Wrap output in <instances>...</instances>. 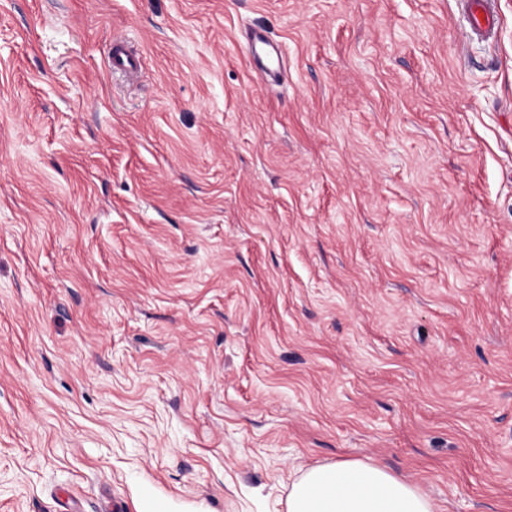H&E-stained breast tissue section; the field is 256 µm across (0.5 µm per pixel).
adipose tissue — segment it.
Wrapping results in <instances>:
<instances>
[{"instance_id":"1","label":"adipose tissue","mask_w":512,"mask_h":512,"mask_svg":"<svg viewBox=\"0 0 512 512\" xmlns=\"http://www.w3.org/2000/svg\"><path fill=\"white\" fill-rule=\"evenodd\" d=\"M286 512H436L416 485L362 459L307 468L288 487Z\"/></svg>"}]
</instances>
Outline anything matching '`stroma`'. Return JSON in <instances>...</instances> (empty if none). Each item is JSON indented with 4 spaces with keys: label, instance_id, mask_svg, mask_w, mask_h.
Here are the masks:
<instances>
[{
    "label": "stroma",
    "instance_id": "stroma-1",
    "mask_svg": "<svg viewBox=\"0 0 512 512\" xmlns=\"http://www.w3.org/2000/svg\"><path fill=\"white\" fill-rule=\"evenodd\" d=\"M497 7L0 0V512H285L344 458L512 512ZM466 6V16L472 33L489 39L498 24L494 4L495 0H459ZM253 60L261 73L269 81L277 80L279 57L276 49L270 45L269 38L261 30L252 32Z\"/></svg>",
    "mask_w": 512,
    "mask_h": 512
}]
</instances>
